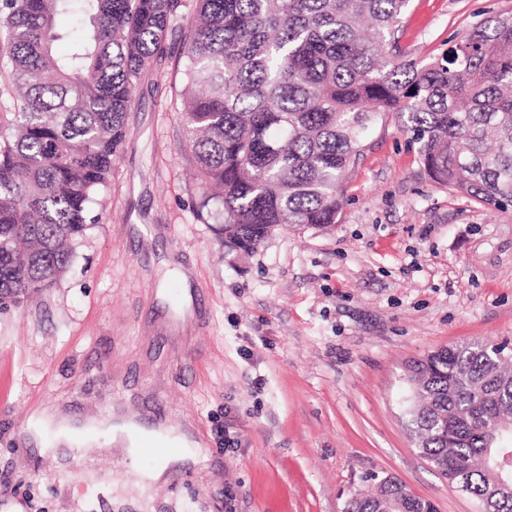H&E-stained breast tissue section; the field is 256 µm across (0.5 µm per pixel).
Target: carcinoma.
I'll list each match as a JSON object with an SVG mask.
<instances>
[{
  "label": "carcinoma",
  "instance_id": "obj_1",
  "mask_svg": "<svg viewBox=\"0 0 512 512\" xmlns=\"http://www.w3.org/2000/svg\"><path fill=\"white\" fill-rule=\"evenodd\" d=\"M411 0H196L184 38L182 125L202 192L231 251L269 228L338 223L343 180L379 123L394 119L430 178L512 210V18L488 19L426 63L385 48ZM80 6L69 53L55 18ZM181 0H0L18 120L0 135V308L65 273L128 138L135 89L163 54ZM508 346L451 345L408 365L404 415L420 453L462 480L483 512H512V372ZM435 512L395 480L347 512Z\"/></svg>",
  "mask_w": 512,
  "mask_h": 512
}]
</instances>
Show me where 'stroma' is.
I'll return each instance as SVG.
<instances>
[{
	"instance_id": "35a3bbf8",
	"label": "stroma",
	"mask_w": 512,
	"mask_h": 512,
	"mask_svg": "<svg viewBox=\"0 0 512 512\" xmlns=\"http://www.w3.org/2000/svg\"><path fill=\"white\" fill-rule=\"evenodd\" d=\"M183 4L70 268L0 310V512H346L387 479L437 512H481L416 448L405 374L444 346L512 347V210L433 182L390 121L330 230L228 251L182 148ZM511 15L512 0H412L387 58L429 61ZM47 406L86 439L59 443ZM112 419L209 458L141 486Z\"/></svg>"
}]
</instances>
